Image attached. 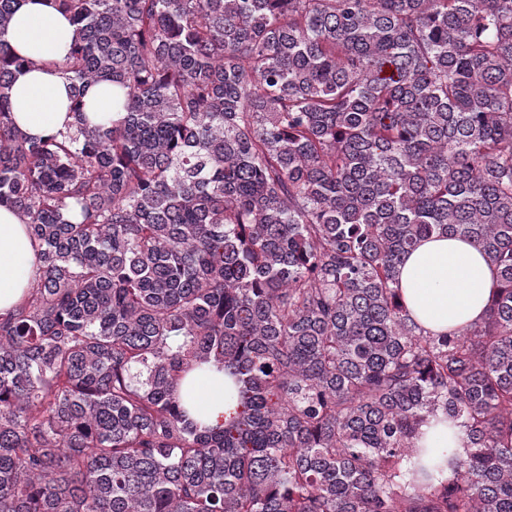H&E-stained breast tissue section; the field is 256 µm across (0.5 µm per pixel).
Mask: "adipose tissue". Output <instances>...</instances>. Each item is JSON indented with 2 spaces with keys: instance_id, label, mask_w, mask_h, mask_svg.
<instances>
[{
  "instance_id": "ef3b65f1",
  "label": "adipose tissue",
  "mask_w": 512,
  "mask_h": 512,
  "mask_svg": "<svg viewBox=\"0 0 512 512\" xmlns=\"http://www.w3.org/2000/svg\"><path fill=\"white\" fill-rule=\"evenodd\" d=\"M73 38L72 23L52 0H16L6 39L30 66L15 76L13 120L31 138H47L73 121L69 83L54 66ZM39 267L25 224L0 207V314L20 303ZM398 279L411 318L435 333L482 319L497 284L495 268L472 243L446 236L419 243L404 258ZM180 392L194 416L213 421L224 411V373L217 367L197 372Z\"/></svg>"
}]
</instances>
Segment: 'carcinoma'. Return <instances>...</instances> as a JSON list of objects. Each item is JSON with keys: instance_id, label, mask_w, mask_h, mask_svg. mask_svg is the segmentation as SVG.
<instances>
[{"instance_id": "cac0c4a2", "label": "carcinoma", "mask_w": 512, "mask_h": 512, "mask_svg": "<svg viewBox=\"0 0 512 512\" xmlns=\"http://www.w3.org/2000/svg\"><path fill=\"white\" fill-rule=\"evenodd\" d=\"M55 2L75 122L34 140L0 0V206L41 262L0 315V512H512V0ZM433 235L495 267L482 322L407 313ZM209 363L212 422L178 392ZM86 106L92 105L99 116L112 121V84L100 83L90 87L84 98ZM438 433L436 437L435 434ZM463 433L459 426L448 423L436 424V418H429L418 430L416 444L420 448H452L454 455L463 453Z\"/></svg>"}]
</instances>
